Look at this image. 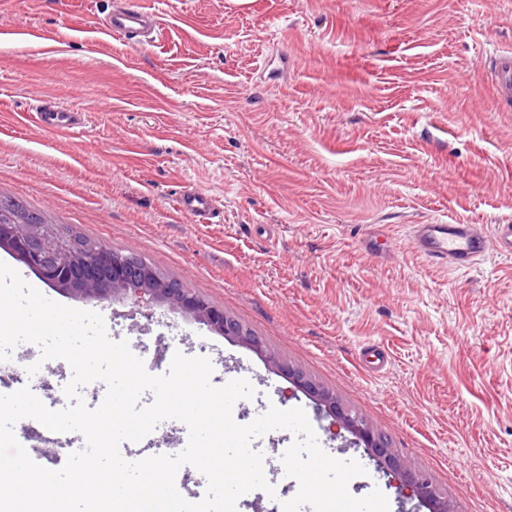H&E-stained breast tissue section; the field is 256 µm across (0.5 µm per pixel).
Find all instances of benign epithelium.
Returning <instances> with one entry per match:
<instances>
[{
	"mask_svg": "<svg viewBox=\"0 0 512 512\" xmlns=\"http://www.w3.org/2000/svg\"><path fill=\"white\" fill-rule=\"evenodd\" d=\"M51 233L48 224H1L0 249L9 251L62 293L97 300L124 294L145 306L165 302L221 335L251 348H262V339L250 328L203 296L190 293L181 282L161 277L155 267L136 263L102 245L90 248L76 236H60L51 246L47 242ZM268 360L274 368L287 372L297 387L310 393L327 416L355 437L356 444H364L378 471L392 479L398 493L434 505V512H458L438 494L426 473L404 465L391 440L372 422L344 408L334 392L316 384L302 371L284 365L273 354L268 355Z\"/></svg>",
	"mask_w": 512,
	"mask_h": 512,
	"instance_id": "7a95c632",
	"label": "benign epithelium"
}]
</instances>
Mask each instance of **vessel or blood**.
Wrapping results in <instances>:
<instances>
[{
  "label": "vessel or blood",
  "mask_w": 512,
  "mask_h": 512,
  "mask_svg": "<svg viewBox=\"0 0 512 512\" xmlns=\"http://www.w3.org/2000/svg\"><path fill=\"white\" fill-rule=\"evenodd\" d=\"M160 25L159 15L151 10L128 5H113L104 24L108 35L123 37L138 47L148 42ZM495 91L501 101L512 100V54L499 55L494 67ZM39 129L78 130L84 121L69 115L67 107L55 102L37 100L30 115ZM178 209L188 215L206 218L214 213V200L205 190H185L177 198ZM414 250L440 265L467 267L475 260L495 253L512 255V224H497L484 229L478 224H417L413 227Z\"/></svg>",
  "instance_id": "b4317fda"
}]
</instances>
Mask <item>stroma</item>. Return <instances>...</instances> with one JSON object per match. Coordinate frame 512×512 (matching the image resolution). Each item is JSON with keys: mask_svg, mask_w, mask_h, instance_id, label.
Segmentation results:
<instances>
[{"mask_svg": "<svg viewBox=\"0 0 512 512\" xmlns=\"http://www.w3.org/2000/svg\"><path fill=\"white\" fill-rule=\"evenodd\" d=\"M135 2L160 8L161 30L133 48L102 31L110 0H0V196L245 323L459 512H512V256L439 266L409 239L414 224H512V110L490 74L512 53V0ZM40 98L89 124L32 127ZM188 186L222 219L177 210ZM0 262L101 314L145 369L173 347L208 358L214 386L247 380L238 424L302 408L326 453L364 467L353 497L379 489L389 512H427L264 354L166 304L146 319L126 299L58 292L6 250ZM188 437L165 420L125 458L176 455Z\"/></svg>", "mask_w": 512, "mask_h": 512, "instance_id": "obj_1", "label": "stroma"}]
</instances>
